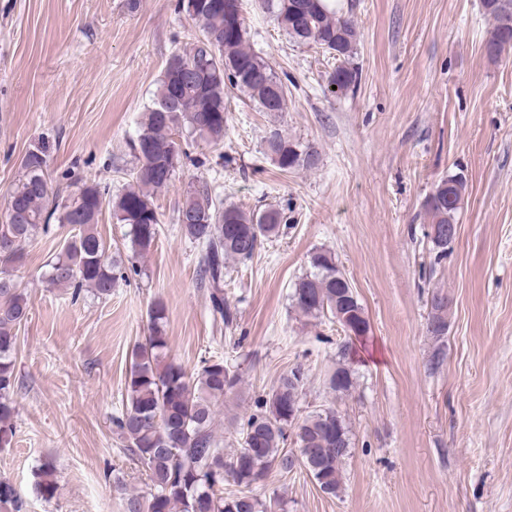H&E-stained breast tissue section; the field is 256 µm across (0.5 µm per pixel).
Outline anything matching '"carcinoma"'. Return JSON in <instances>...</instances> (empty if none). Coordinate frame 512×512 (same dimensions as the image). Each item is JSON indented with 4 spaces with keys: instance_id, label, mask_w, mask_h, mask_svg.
<instances>
[{
    "instance_id": "cac0c4a2",
    "label": "carcinoma",
    "mask_w": 512,
    "mask_h": 512,
    "mask_svg": "<svg viewBox=\"0 0 512 512\" xmlns=\"http://www.w3.org/2000/svg\"><path fill=\"white\" fill-rule=\"evenodd\" d=\"M211 0H177L175 9L200 24L201 36L189 48L173 54L157 84L151 107L143 113L130 149L138 161L135 184L115 197L94 183L48 207L50 189L45 176L47 159L41 148L29 153L25 172L10 195V219L0 224V447L10 443L18 390L15 372V330L27 319L28 293L19 288L4 268L23 262L25 248L42 226L54 220L73 226L75 234L54 257L48 281L73 289L74 296L89 288L101 297L112 293L120 281L138 273L110 256L95 224L104 206L112 218L129 226L133 254L144 256L154 246L159 218L153 203L155 192L166 188L190 155L175 137L218 143L224 138L227 116L224 96L236 89L263 112H283L287 90L269 63L248 44L240 0H225L219 11ZM273 13L279 27L293 41L313 45L332 55L336 67L328 75L334 94L346 95L360 82L354 66L358 32L353 16L336 8L331 0H259ZM483 13L492 21L485 52L498 59L512 48V0H481ZM264 154L282 171L313 169L319 164L316 150L272 129L264 137ZM467 189L456 173L442 179L425 201L430 219L427 237L438 258L448 255L451 243L442 238L448 225L457 223ZM282 213L276 208L247 213L226 205L206 184L187 192L178 210L177 223L185 237L201 247V280L210 288L216 318L228 326L234 314L224 303V270L231 261L252 259L264 241L279 233ZM313 271L299 279L291 293L292 306L300 314L317 318L336 309L354 317L364 313L355 290L329 251L310 257ZM444 296L432 298L428 332L440 340L448 331V307ZM165 308L148 310L147 335L137 342L124 388V409L112 419L127 441V448L147 468L153 487L150 498L131 494L126 512H268V506L252 493L269 470L283 473L296 468L307 472L326 494L337 495L343 464L350 452L348 427L332 408L300 415L305 374L296 367L282 375L276 387L255 403L240 431V448L230 458L214 435L216 407L235 393L242 375L220 357L209 358L193 373L170 360L165 330ZM329 388L345 394L354 387L353 371L336 364ZM301 457L288 449V438ZM38 493L52 499L57 492L54 467L45 462L38 474ZM229 488H224V485ZM0 505L22 512L23 501L15 487L0 479Z\"/></svg>"
}]
</instances>
